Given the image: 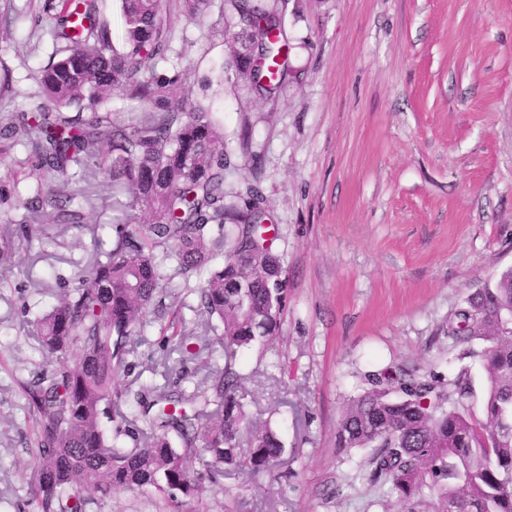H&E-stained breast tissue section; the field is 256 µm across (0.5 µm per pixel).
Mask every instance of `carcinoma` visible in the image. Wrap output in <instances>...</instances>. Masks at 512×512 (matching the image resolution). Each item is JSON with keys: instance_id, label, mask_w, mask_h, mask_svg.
<instances>
[{"instance_id": "1", "label": "carcinoma", "mask_w": 512, "mask_h": 512, "mask_svg": "<svg viewBox=\"0 0 512 512\" xmlns=\"http://www.w3.org/2000/svg\"><path fill=\"white\" fill-rule=\"evenodd\" d=\"M119 2L120 50L98 0H46L57 17L44 101L0 124V142L36 134L40 183L29 208L82 223L72 197L49 180L95 159L87 179L109 177L119 212L111 248L95 252L81 285L61 289L33 322L41 350L55 359L23 387L35 512H89L95 495L115 488L182 507L199 498L203 477L226 466L256 474L287 453L268 424L249 417L236 369L238 354L275 339L285 308L284 268L266 238L259 191L248 184L238 195L243 207L226 204L234 163L223 130L202 106L175 98L182 71H157L173 39L165 0ZM230 3L239 19L233 66L270 92L286 76L284 45L271 39L282 26L276 5ZM115 90L141 112L123 119L109 110ZM165 260L184 282L199 281L196 312L213 336L207 358L222 355L224 366L209 368L191 394L142 384L122 401L114 380L130 370L132 338L155 305ZM444 333L483 345L484 420L471 412L466 372L446 383L434 371L385 370L366 375L367 388L345 407L337 447L368 449L369 482L387 485L404 512H512V268L469 294Z\"/></svg>"}]
</instances>
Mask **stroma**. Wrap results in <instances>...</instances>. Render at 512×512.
I'll return each instance as SVG.
<instances>
[{"instance_id": "stroma-1", "label": "stroma", "mask_w": 512, "mask_h": 512, "mask_svg": "<svg viewBox=\"0 0 512 512\" xmlns=\"http://www.w3.org/2000/svg\"><path fill=\"white\" fill-rule=\"evenodd\" d=\"M286 82L265 94L237 77L232 9L205 17L168 0L176 95L224 126L236 168L227 203L258 187L288 299L279 334L239 356L251 415L289 448L287 464L203 480L197 512H400L366 480L364 451L336 446L342 411L365 375L395 367L468 372L480 413L481 343L443 332L476 288L512 266V0H281ZM44 0H0V121L29 111L53 44ZM26 148L0 142V240L37 222L0 267V512H31L33 438L22 387L49 365L30 333L61 289L78 285L108 242L112 184L72 179L85 222L50 223L24 206L36 186ZM162 311L134 336L136 381L193 392L202 358L165 343L179 316L207 343L196 294L161 267ZM164 499L112 490L93 512H172Z\"/></svg>"}]
</instances>
